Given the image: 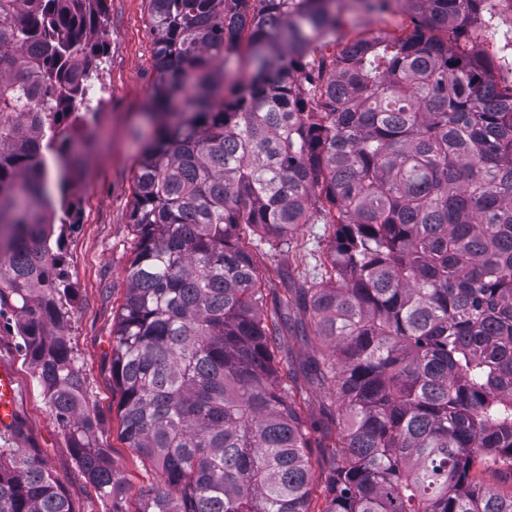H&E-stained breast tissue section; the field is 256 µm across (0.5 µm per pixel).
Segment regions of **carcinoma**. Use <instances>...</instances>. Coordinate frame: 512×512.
I'll return each instance as SVG.
<instances>
[{"mask_svg":"<svg viewBox=\"0 0 512 512\" xmlns=\"http://www.w3.org/2000/svg\"><path fill=\"white\" fill-rule=\"evenodd\" d=\"M97 0H0V316L112 512L64 336L53 251L72 183L65 124L94 72L70 61ZM161 123L135 175L138 245L112 330L121 437L161 479L136 512H512V85L460 43L486 0H150ZM412 29L326 48L344 12ZM44 53L25 55L34 38ZM185 112L167 120L169 99ZM39 99L37 125L24 108ZM332 224L328 278H281L325 353L339 434L313 500L314 424L280 384L281 312L251 237ZM0 512H79L35 457L0 450Z\"/></svg>","mask_w":512,"mask_h":512,"instance_id":"obj_1","label":"carcinoma"}]
</instances>
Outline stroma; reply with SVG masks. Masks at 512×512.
<instances>
[{"label": "stroma", "mask_w": 512, "mask_h": 512, "mask_svg": "<svg viewBox=\"0 0 512 512\" xmlns=\"http://www.w3.org/2000/svg\"><path fill=\"white\" fill-rule=\"evenodd\" d=\"M489 10L492 20L470 33L467 48L490 63L497 82L512 83V15L501 10L499 0H491ZM150 13V0H105L100 38L104 50L98 57L97 78L107 86L110 99L95 114L94 138L78 147L83 177L70 195L72 221L61 232L69 286V315L61 332L84 379L89 407L99 418L98 441L110 449L121 473L127 512H136L137 490L154 476L120 436L121 396L110 370L112 331L137 243L132 211L142 146L138 133L150 128L143 105L157 77ZM334 234L330 224L298 225L289 247L270 252L264 262L293 280L308 279L323 266ZM15 322L13 313L0 316V366L10 368L17 381V424L8 432L0 429V448L35 454L60 480L78 512H110L111 501L100 497L76 462L68 430L57 420L34 376ZM319 349L306 320L289 313L278 355L281 364L294 372L285 386L305 382L302 363ZM337 407L334 391L311 389L307 410L318 425L312 437L313 458H320L323 446L336 439Z\"/></svg>", "instance_id": "35a3bbf8"}]
</instances>
